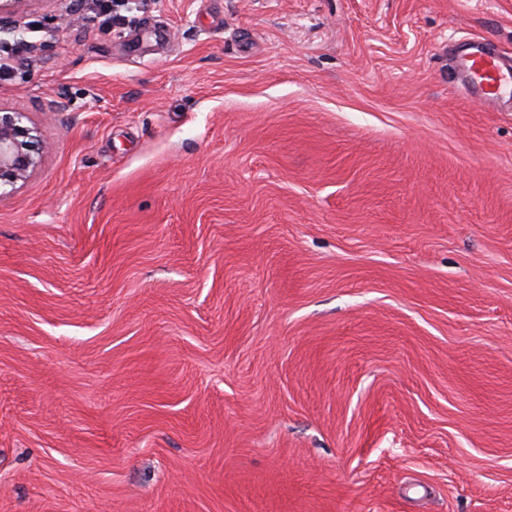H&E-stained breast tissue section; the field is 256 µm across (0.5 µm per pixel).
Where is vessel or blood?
I'll list each match as a JSON object with an SVG mask.
<instances>
[{"mask_svg":"<svg viewBox=\"0 0 512 512\" xmlns=\"http://www.w3.org/2000/svg\"><path fill=\"white\" fill-rule=\"evenodd\" d=\"M458 70L467 95L490 103L499 101L504 94H512V68H504L500 56L481 42L469 44L462 50Z\"/></svg>","mask_w":512,"mask_h":512,"instance_id":"vessel-or-blood-1","label":"vessel or blood"}]
</instances>
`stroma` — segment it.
<instances>
[{"label": "stroma", "instance_id": "35a3bbf8", "mask_svg": "<svg viewBox=\"0 0 512 512\" xmlns=\"http://www.w3.org/2000/svg\"><path fill=\"white\" fill-rule=\"evenodd\" d=\"M14 19L0 512H512V0ZM458 70L462 89L469 96L490 103L506 93L512 94V67L504 68L500 56L479 41L462 50ZM22 118L20 112L0 113V198L40 161L43 147L37 132L22 125Z\"/></svg>", "mask_w": 512, "mask_h": 512}]
</instances>
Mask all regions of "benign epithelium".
<instances>
[{"label": "benign epithelium", "instance_id": "1", "mask_svg": "<svg viewBox=\"0 0 512 512\" xmlns=\"http://www.w3.org/2000/svg\"><path fill=\"white\" fill-rule=\"evenodd\" d=\"M19 112L0 113V198L37 167L42 145L35 129L22 125Z\"/></svg>", "mask_w": 512, "mask_h": 512}]
</instances>
